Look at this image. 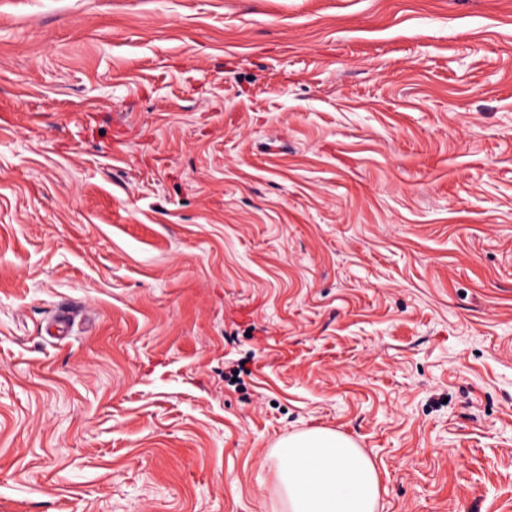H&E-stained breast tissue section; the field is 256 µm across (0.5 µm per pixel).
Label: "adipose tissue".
Returning <instances> with one entry per match:
<instances>
[{"mask_svg": "<svg viewBox=\"0 0 512 512\" xmlns=\"http://www.w3.org/2000/svg\"><path fill=\"white\" fill-rule=\"evenodd\" d=\"M276 455L288 512H375L377 472L345 435L311 429L283 440Z\"/></svg>", "mask_w": 512, "mask_h": 512, "instance_id": "ef3b65f1", "label": "adipose tissue"}]
</instances>
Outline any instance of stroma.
<instances>
[{
	"instance_id": "obj_1",
	"label": "stroma",
	"mask_w": 512,
	"mask_h": 512,
	"mask_svg": "<svg viewBox=\"0 0 512 512\" xmlns=\"http://www.w3.org/2000/svg\"><path fill=\"white\" fill-rule=\"evenodd\" d=\"M313 428L512 512V0H0V512H287Z\"/></svg>"
}]
</instances>
